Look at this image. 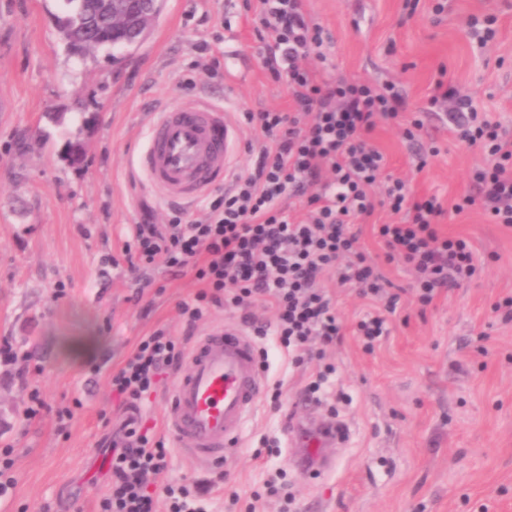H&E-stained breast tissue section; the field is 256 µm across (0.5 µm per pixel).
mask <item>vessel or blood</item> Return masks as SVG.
<instances>
[{
  "mask_svg": "<svg viewBox=\"0 0 512 512\" xmlns=\"http://www.w3.org/2000/svg\"><path fill=\"white\" fill-rule=\"evenodd\" d=\"M239 127L232 113L207 101L176 104L157 113L138 158L147 191L194 202L227 180L236 165ZM266 380L259 351L235 325L202 333L175 382L167 424L178 448L192 459L219 461L241 436L259 406ZM302 449L304 471L327 472L335 463L328 448L340 433L306 415L290 431Z\"/></svg>",
  "mask_w": 512,
  "mask_h": 512,
  "instance_id": "b4317fda",
  "label": "vessel or blood"
}]
</instances>
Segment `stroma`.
I'll return each mask as SVG.
<instances>
[{"label": "stroma", "mask_w": 512, "mask_h": 512, "mask_svg": "<svg viewBox=\"0 0 512 512\" xmlns=\"http://www.w3.org/2000/svg\"><path fill=\"white\" fill-rule=\"evenodd\" d=\"M305 0L328 33L329 81L394 84L407 111L425 107L436 81L469 95L512 139V0ZM254 0H165L141 44L70 55L56 28L62 0H0V452L11 450L15 484L0 512H97L101 464L123 414L109 375L158 326L197 339L213 326L242 325L243 311L212 309L195 327L178 304L198 285L160 268L132 271L124 257L142 203L168 223L173 205L141 192L133 166L159 108L204 97L231 112L291 111L285 82L262 66L264 42ZM495 18L497 35L479 48L469 16ZM208 52H199L201 43ZM387 157L386 176L445 209L438 229L468 239L480 263L461 286L420 309L403 265L384 264L377 209L361 243L382 262L401 299L374 353L346 335L329 354L336 367L321 403L306 404L316 363L289 365L276 337L258 345L269 381H282L281 409L260 404L227 458L201 464L176 450L167 427L172 389L141 405L173 447L169 479L201 486L202 512H246L287 469L299 512H512V321L493 306L512 296V228L479 207L455 212L485 161L459 142L447 120L429 116L417 140L382 122L372 135ZM85 159L64 160L69 144ZM45 408L27 418L28 395ZM309 407L349 436L331 448L337 468L299 472L284 424ZM237 490L241 503L231 504Z\"/></svg>", "instance_id": "35a3bbf8"}]
</instances>
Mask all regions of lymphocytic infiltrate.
Wrapping results in <instances>:
<instances>
[{"instance_id": "obj_1", "label": "lymphocytic infiltrate", "mask_w": 512, "mask_h": 512, "mask_svg": "<svg viewBox=\"0 0 512 512\" xmlns=\"http://www.w3.org/2000/svg\"><path fill=\"white\" fill-rule=\"evenodd\" d=\"M269 39L265 60L286 79L294 109L248 111L244 123L263 140L253 172L235 175L231 189L209 200L201 217L178 210L168 223L142 215L130 228L138 260L174 276L191 275L198 289L178 310L195 326L210 307L247 310L259 305L272 323L252 322L257 337L276 336L291 365L323 362L309 394L316 395L336 368L324 361L327 349L346 332L327 289L318 279L334 274L358 288L375 306L354 334L365 352L388 333L399 294L390 292L380 263H401L415 276L416 300L426 306L440 290L470 280L479 268L472 245L437 229L444 210L436 198L416 196L407 182L387 184L384 202L399 220L380 224L383 262L359 247L355 220L370 217L376 202L371 189L385 169L384 154L371 135L380 119L422 129L409 117L393 84L320 78L307 67L323 58L324 30L308 18L304 0H256ZM430 111L447 110L457 137L480 146L486 161L470 174L474 194L455 203V212L481 207L495 223L512 225V140L496 124L480 117L468 96L436 82ZM305 201L303 217L293 216L287 199ZM189 348L160 327L142 337L111 378L112 398L129 412L112 439L110 479L98 512H198L191 489L161 483L172 451L156 424L135 418L141 401L164 386Z\"/></svg>"}]
</instances>
